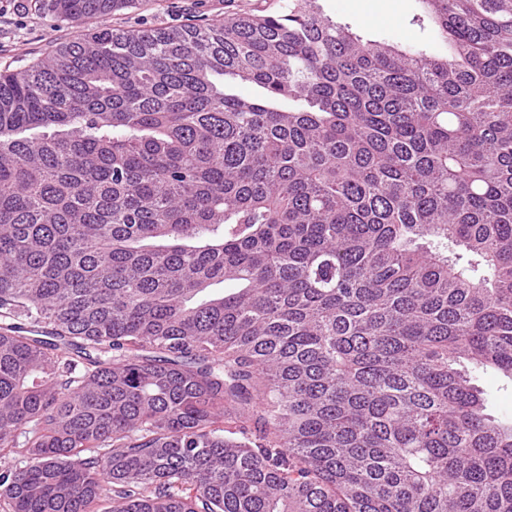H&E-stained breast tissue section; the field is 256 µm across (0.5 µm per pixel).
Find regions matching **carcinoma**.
<instances>
[{
    "instance_id": "1",
    "label": "carcinoma",
    "mask_w": 512,
    "mask_h": 512,
    "mask_svg": "<svg viewBox=\"0 0 512 512\" xmlns=\"http://www.w3.org/2000/svg\"><path fill=\"white\" fill-rule=\"evenodd\" d=\"M419 2L449 53L288 0L0 72L5 512H512V0ZM480 386L489 397L493 413H506L512 415V383L502 378L494 371L482 375Z\"/></svg>"
}]
</instances>
